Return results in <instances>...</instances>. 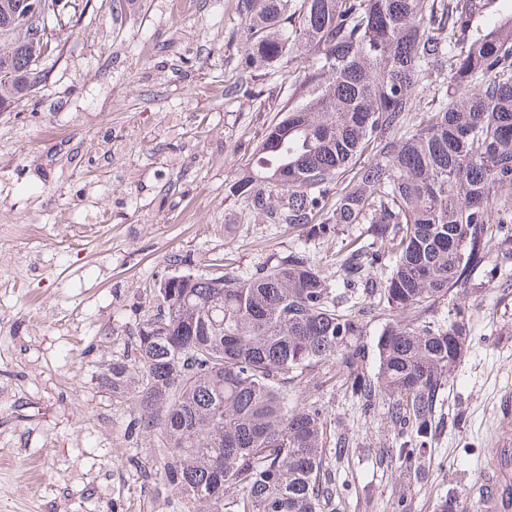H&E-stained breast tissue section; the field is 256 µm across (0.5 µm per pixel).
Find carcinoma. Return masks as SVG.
I'll use <instances>...</instances> for the list:
<instances>
[{
  "mask_svg": "<svg viewBox=\"0 0 512 512\" xmlns=\"http://www.w3.org/2000/svg\"><path fill=\"white\" fill-rule=\"evenodd\" d=\"M18 2L0 0V26H19ZM243 3L255 76L280 75L286 101L233 192L308 238L364 224L367 240L336 256L339 290L304 252L179 281L110 383L140 407L181 512H323L327 417L296 403V372L335 364L424 447L470 332L460 308L446 325L428 315L512 223V194H496L512 185V0L497 14L487 0ZM42 54L19 31L0 42L1 111L42 85ZM371 141L377 159L328 202ZM373 299L392 313L374 374L360 343Z\"/></svg>",
  "mask_w": 512,
  "mask_h": 512,
  "instance_id": "cac0c4a2",
  "label": "carcinoma"
}]
</instances>
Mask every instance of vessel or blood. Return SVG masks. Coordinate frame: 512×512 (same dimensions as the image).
Wrapping results in <instances>:
<instances>
[{
	"mask_svg": "<svg viewBox=\"0 0 512 512\" xmlns=\"http://www.w3.org/2000/svg\"><path fill=\"white\" fill-rule=\"evenodd\" d=\"M476 490L481 512H512V442L488 450Z\"/></svg>",
	"mask_w": 512,
	"mask_h": 512,
	"instance_id": "b4317fda",
	"label": "vessel or blood"
}]
</instances>
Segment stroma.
<instances>
[{
  "mask_svg": "<svg viewBox=\"0 0 512 512\" xmlns=\"http://www.w3.org/2000/svg\"><path fill=\"white\" fill-rule=\"evenodd\" d=\"M54 37L42 87L0 112V512H172V492L141 411L108 383L172 275L254 274L305 249L330 283L359 234L312 239L267 223L230 187L283 99L251 76L239 0H91ZM454 288L471 331L426 447L387 407L365 408L336 366L300 397L331 423L324 512H437L473 490L487 448L505 433L512 396V252ZM349 440L334 457V438Z\"/></svg>",
  "mask_w": 512,
  "mask_h": 512,
  "instance_id": "obj_1",
  "label": "stroma"
}]
</instances>
